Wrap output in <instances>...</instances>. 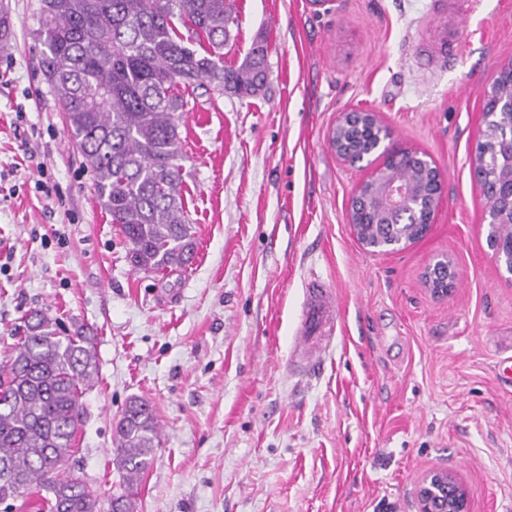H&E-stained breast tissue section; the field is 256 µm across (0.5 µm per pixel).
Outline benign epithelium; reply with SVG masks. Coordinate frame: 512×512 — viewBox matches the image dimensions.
<instances>
[{"label": "benign epithelium", "mask_w": 512, "mask_h": 512, "mask_svg": "<svg viewBox=\"0 0 512 512\" xmlns=\"http://www.w3.org/2000/svg\"><path fill=\"white\" fill-rule=\"evenodd\" d=\"M492 138L476 145L472 176L488 203L489 241L497 265L512 276V234L496 232L497 225L512 223V89L499 91L494 80L484 112ZM375 113L351 110L341 113L331 130L336 154L355 165L381 152L382 166L356 188L348 214L357 239L377 252H397L429 233L442 204L443 177L436 164L417 150H394ZM455 275L448 263L428 275L431 293L446 296ZM417 512H470L469 493L450 467H433L414 484Z\"/></svg>", "instance_id": "1"}]
</instances>
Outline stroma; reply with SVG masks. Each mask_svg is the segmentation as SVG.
I'll return each instance as SVG.
<instances>
[{
	"mask_svg": "<svg viewBox=\"0 0 512 512\" xmlns=\"http://www.w3.org/2000/svg\"><path fill=\"white\" fill-rule=\"evenodd\" d=\"M39 0H0V363L42 309L97 338L72 465L110 497L113 426L130 398L160 427L138 512H415L431 467L455 469L471 512H512V280L471 174L487 93L512 60V0H235L224 63L257 39L253 96L199 86L178 143L197 251L134 269L41 70ZM370 110L390 144L426 153L444 200L428 235L364 247L351 197L382 165L341 160L340 113ZM456 279L433 297L437 261ZM335 289L318 370L290 366L302 281Z\"/></svg>",
	"mask_w": 512,
	"mask_h": 512,
	"instance_id": "35a3bbf8",
	"label": "stroma"
}]
</instances>
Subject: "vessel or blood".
<instances>
[{
    "instance_id": "vessel-or-blood-1",
    "label": "vessel or blood",
    "mask_w": 512,
    "mask_h": 512,
    "mask_svg": "<svg viewBox=\"0 0 512 512\" xmlns=\"http://www.w3.org/2000/svg\"><path fill=\"white\" fill-rule=\"evenodd\" d=\"M305 309L300 333L301 352L295 358L296 367L313 369L322 359L336 325V309L333 290L320 279L309 281L305 286Z\"/></svg>"
}]
</instances>
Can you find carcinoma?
<instances>
[{"mask_svg": "<svg viewBox=\"0 0 512 512\" xmlns=\"http://www.w3.org/2000/svg\"><path fill=\"white\" fill-rule=\"evenodd\" d=\"M231 3L40 0L43 75L135 269L183 268L195 254L177 164L188 101L175 88L208 85L253 96L263 85V43L239 67L224 65ZM98 376L89 329L74 324L64 331L43 310L25 316L23 336L0 366V504L42 488L41 512H137L134 488L159 441L148 402L130 399L115 422L119 483L109 510L95 488L66 473L77 452L83 398Z\"/></svg>", "mask_w": 512, "mask_h": 512, "instance_id": "carcinoma-1", "label": "carcinoma"}]
</instances>
